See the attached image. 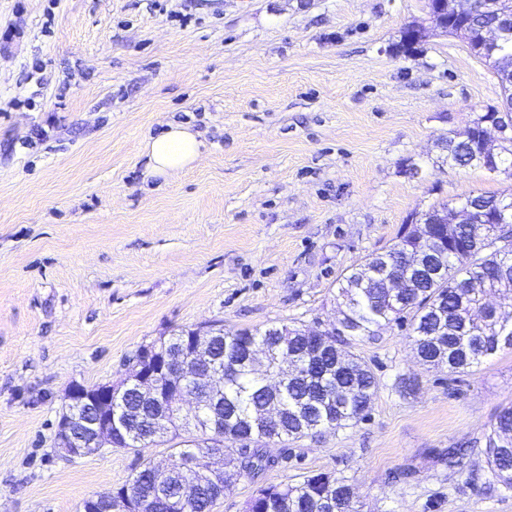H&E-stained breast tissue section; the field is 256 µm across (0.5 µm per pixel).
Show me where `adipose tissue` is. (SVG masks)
<instances>
[{
    "instance_id": "obj_1",
    "label": "adipose tissue",
    "mask_w": 512,
    "mask_h": 512,
    "mask_svg": "<svg viewBox=\"0 0 512 512\" xmlns=\"http://www.w3.org/2000/svg\"><path fill=\"white\" fill-rule=\"evenodd\" d=\"M200 146L196 134L188 127L169 125L145 146L148 175L165 178L191 167L200 155Z\"/></svg>"
}]
</instances>
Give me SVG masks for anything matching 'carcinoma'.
<instances>
[{
  "label": "carcinoma",
  "instance_id": "obj_1",
  "mask_svg": "<svg viewBox=\"0 0 512 512\" xmlns=\"http://www.w3.org/2000/svg\"><path fill=\"white\" fill-rule=\"evenodd\" d=\"M512 14V0H498V8L486 0H448V16L470 21V26L453 34L463 37L470 51L499 78L506 99L512 100V25L496 46L484 42L482 32ZM488 112L461 131L440 138L450 166L485 167L484 140L494 118ZM503 174L512 179V136L500 140ZM455 211L463 220L448 234L446 224H428L425 217L399 237L387 250L354 264L343 277L340 295L345 298L336 334L319 341L306 330L286 325L264 330L225 332L211 350L214 361L224 366V410L219 413V431L224 448V477L227 480L254 478L274 466L258 442L300 439L324 428L336 429L362 420L375 396L377 383L370 367L354 354L340 349L343 344L373 336L393 321L408 322L417 357L430 365H447L451 374H463L494 355L504 346L512 348V192L480 194L461 199ZM438 249L443 267L436 276L417 275L398 259L427 248ZM389 257V274L407 281L403 301L387 303V293L374 272ZM498 293L497 314L488 321L474 318L484 295ZM254 344L271 352L263 371L253 370L249 351ZM297 360L293 372L281 371V361ZM277 389L282 418L278 428L262 423L259 412L270 390ZM184 426L171 422L169 433L151 440L126 442L122 447L142 451L159 442L180 439ZM209 439L189 436L172 448V473L163 494L179 495L187 501V512H210L217 491L199 486L189 476L192 468L206 465L211 452ZM492 477L512 487V404L496 414L484 448ZM152 466L147 464L115 489L117 495L147 502L145 512H169L152 485ZM288 502V512H360L350 496V484L332 473H313L296 484L259 489L247 504L249 512H279Z\"/></svg>",
  "mask_w": 512,
  "mask_h": 512
}]
</instances>
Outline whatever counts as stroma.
I'll return each mask as SVG.
<instances>
[{
    "label": "stroma",
    "mask_w": 512,
    "mask_h": 512,
    "mask_svg": "<svg viewBox=\"0 0 512 512\" xmlns=\"http://www.w3.org/2000/svg\"><path fill=\"white\" fill-rule=\"evenodd\" d=\"M502 105L426 0H0V512H83L170 463L165 443L60 454L70 385L119 383L182 329L325 327L346 270L412 216L512 191L438 147ZM171 122L201 155L148 176ZM348 349L377 379L366 418L266 444L277 465L212 512L317 472L346 477L362 512H512L477 450L512 403V348L460 376L420 361L405 324Z\"/></svg>",
    "instance_id": "obj_1"
}]
</instances>
